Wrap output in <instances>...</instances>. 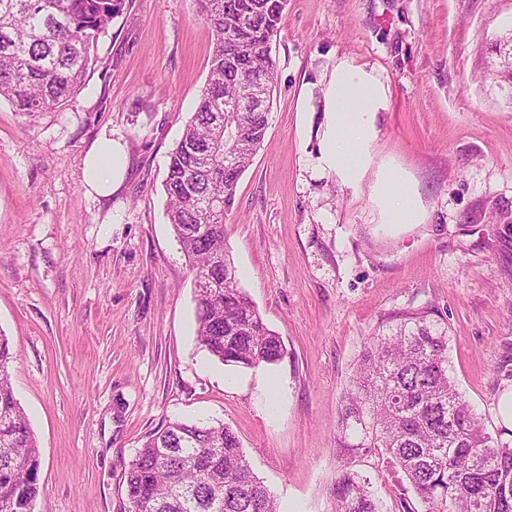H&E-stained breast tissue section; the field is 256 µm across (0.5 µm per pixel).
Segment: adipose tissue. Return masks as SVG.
<instances>
[{
  "label": "adipose tissue",
  "mask_w": 512,
  "mask_h": 512,
  "mask_svg": "<svg viewBox=\"0 0 512 512\" xmlns=\"http://www.w3.org/2000/svg\"><path fill=\"white\" fill-rule=\"evenodd\" d=\"M384 100V86L372 73L345 61L336 66L324 91V130L316 157L320 170L338 174L348 185L358 182L371 163L375 114ZM124 169L122 146L97 140L84 159L87 192L111 196ZM376 198L387 223L413 224L419 218L418 199L396 171H385L378 180Z\"/></svg>",
  "instance_id": "ef3b65f1"
}]
</instances>
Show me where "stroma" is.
I'll return each mask as SVG.
<instances>
[{
  "label": "stroma",
  "instance_id": "stroma-1",
  "mask_svg": "<svg viewBox=\"0 0 512 512\" xmlns=\"http://www.w3.org/2000/svg\"><path fill=\"white\" fill-rule=\"evenodd\" d=\"M211 46L196 0H128L71 101L32 115L0 101V332L41 453L34 512H128L125 471L173 419L229 424L282 512H330L355 364L369 337L418 313L447 328L459 392L512 445L498 418L512 388V0H288L268 128L224 218L240 285L286 348L252 369L198 343L166 219L168 155ZM343 60L386 92L354 188L315 167ZM103 136L127 159L108 198L83 182ZM388 165L419 223L382 222L373 186ZM354 468L381 512H424L387 455Z\"/></svg>",
  "mask_w": 512,
  "mask_h": 512
}]
</instances>
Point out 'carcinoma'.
Returning a JSON list of instances; mask_svg holds the SVG:
<instances>
[{
	"label": "carcinoma",
	"instance_id": "carcinoma-1",
	"mask_svg": "<svg viewBox=\"0 0 512 512\" xmlns=\"http://www.w3.org/2000/svg\"><path fill=\"white\" fill-rule=\"evenodd\" d=\"M126 0H0V100L19 112L62 105L84 84L91 51ZM288 0H198L213 32L208 78L196 111L169 153L167 219L193 275L197 341L220 362L243 368L285 355L239 287L224 214L268 126L273 37ZM266 74L265 108L224 112L254 71ZM236 133L224 156L215 118ZM216 145L214 166L198 167L189 147ZM212 199L210 212L201 202ZM9 339L0 333V512H31L40 452L9 379ZM339 464L332 512H380L353 458L389 455L425 512H512V446L495 444L450 377L447 331L420 313L370 338L339 414ZM130 512H280L255 475L233 429L174 420L145 437L126 475Z\"/></svg>",
	"mask_w": 512,
	"mask_h": 512
}]
</instances>
